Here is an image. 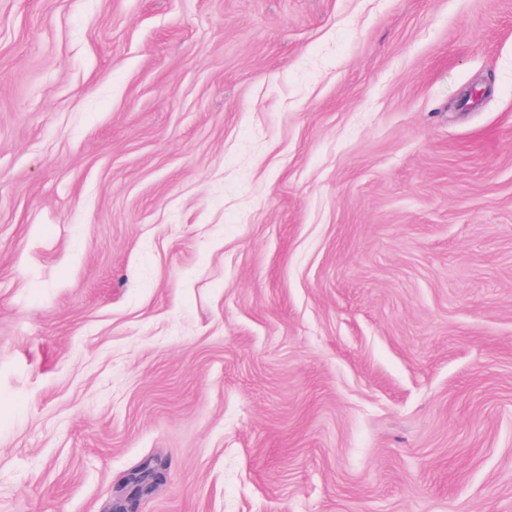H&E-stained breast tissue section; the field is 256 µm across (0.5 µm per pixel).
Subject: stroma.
<instances>
[{"label": "stroma", "mask_w": 512, "mask_h": 512, "mask_svg": "<svg viewBox=\"0 0 512 512\" xmlns=\"http://www.w3.org/2000/svg\"><path fill=\"white\" fill-rule=\"evenodd\" d=\"M149 458L512 512V0H0V512Z\"/></svg>", "instance_id": "35a3bbf8"}]
</instances>
